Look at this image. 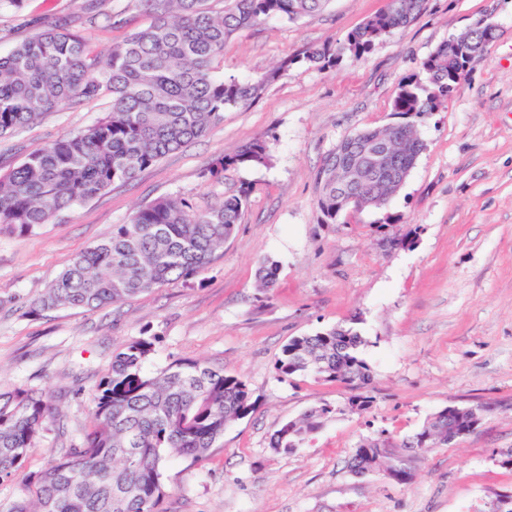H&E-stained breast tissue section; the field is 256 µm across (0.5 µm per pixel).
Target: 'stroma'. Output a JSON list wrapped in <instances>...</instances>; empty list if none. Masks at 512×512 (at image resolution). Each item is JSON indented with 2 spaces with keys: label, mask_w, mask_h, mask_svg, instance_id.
<instances>
[{
  "label": "stroma",
  "mask_w": 512,
  "mask_h": 512,
  "mask_svg": "<svg viewBox=\"0 0 512 512\" xmlns=\"http://www.w3.org/2000/svg\"><path fill=\"white\" fill-rule=\"evenodd\" d=\"M385 0H331L315 15L271 18L224 44L221 76L279 69L250 105L230 108L205 136L26 236L0 233V390L51 393L61 428H49L25 466L0 481V501L23 495L32 472L80 445L92 397L113 353L152 338L146 364L198 360L242 378L255 408L230 424L207 458L162 465L160 512H488L512 495V0H426L423 12L358 61L305 63L313 48L345 43ZM121 24L92 20L86 0H27L31 17L70 19L104 55L151 18L137 0H101ZM491 17L493 40L434 112L418 119L424 149L385 212L366 210L326 224L315 175L346 136L400 122L402 84L425 81L423 62L443 43ZM108 95L41 115L0 138V174L29 152L105 118ZM266 140L268 164L215 179L219 158ZM246 191L232 236L206 268L101 309L31 312V302L78 253L157 199L219 206ZM391 215L387 234L375 232ZM278 264L274 288H256L264 257ZM352 325L365 339L372 403L349 409L350 388L311 376L280 377L288 341ZM322 405L332 418L293 452L270 436ZM477 406L471 433L422 453L415 477L393 483L357 475L348 462L363 439L401 440L435 412Z\"/></svg>",
  "instance_id": "35a3bbf8"
}]
</instances>
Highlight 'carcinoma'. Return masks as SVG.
I'll return each instance as SVG.
<instances>
[{
  "mask_svg": "<svg viewBox=\"0 0 512 512\" xmlns=\"http://www.w3.org/2000/svg\"><path fill=\"white\" fill-rule=\"evenodd\" d=\"M153 16L124 42L101 56L68 23L44 17L37 32L0 56V136L53 112L104 92L112 94L108 115L74 134L39 147L0 177V231L25 236L75 205L104 192L115 181H129L160 158L203 137L228 108L255 101L275 78L271 71L246 79L219 78L224 43L234 34L270 17L295 20L322 10L329 0H224L214 13L208 0H139ZM425 0L391 4L347 36L355 60L375 43L411 22ZM343 58L342 48L309 51L304 60L321 69ZM428 85L408 81L393 111L407 121L360 131L343 139L316 176L323 222L357 212V200L385 208L397 191L392 177L414 168L424 149L414 119L432 112L462 82L465 70L440 45L424 62ZM377 138L391 154L381 175L357 184L347 168L362 143ZM266 142L253 141L209 169L213 178L232 167L265 165ZM246 192L227 196L204 211L185 198H162L136 211L73 258L32 303V310H94L117 304L200 273L233 234ZM278 265L267 258L258 271L259 287H274ZM364 340L351 327L334 326L288 341L275 369L281 377L312 375L361 389L371 380L361 356ZM153 342L127 343L112 356L93 399V425L83 444L68 449L30 474L27 496L0 512H158L165 496L161 463L167 456L207 457L224 429L248 415L252 393L224 367L179 361L150 375L145 364ZM334 409L324 405L280 425L270 445L284 452L300 447ZM482 409L465 407L458 416L434 414L413 435L394 441L382 431L363 440L350 458L356 474H389L407 484L412 462L436 445H446ZM55 419L52 398L34 390L0 391V479L22 468Z\"/></svg>",
  "mask_w": 512,
  "mask_h": 512,
  "instance_id": "carcinoma-1",
  "label": "carcinoma"
}]
</instances>
